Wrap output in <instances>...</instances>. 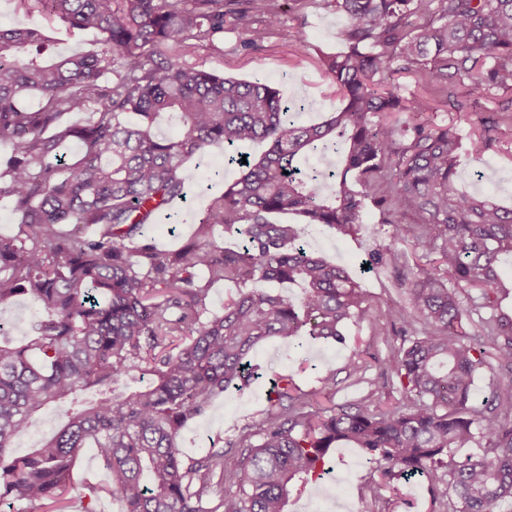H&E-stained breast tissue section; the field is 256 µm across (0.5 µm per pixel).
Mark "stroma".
Segmentation results:
<instances>
[{
  "mask_svg": "<svg viewBox=\"0 0 512 512\" xmlns=\"http://www.w3.org/2000/svg\"><path fill=\"white\" fill-rule=\"evenodd\" d=\"M277 2L283 7V21L255 46H247L246 30H228L218 37L217 49H200L197 57L224 76L239 80L258 76L283 96L305 101V110L295 116L298 123L322 121L341 105L322 58L343 51L336 32L347 20L331 0ZM21 22L41 29L49 37V53L53 56L94 50L100 41L99 35L91 31H71L40 16L22 18L15 12L12 0H0V28L8 29ZM300 33L308 41V51L303 56L295 52V38ZM499 105V100L487 101L464 115L441 103L426 117L436 124L452 122L457 127L461 142L458 184L471 192L491 193L497 202L512 208V124L503 123L496 129L495 148L482 150L477 144L481 118L490 116ZM477 168L493 170L494 183L487 186L476 182L472 172ZM238 175V169L225 166L223 147L212 146L192 157L182 169L187 201L174 207L171 216H158L148 228L149 237L163 247L188 239L196 227L197 214L207 207L211 196ZM304 240L309 250L344 267L362 285L377 312H384L388 304L399 300L391 270L365 274L360 271L367 252L390 242V228L380 223L378 213L367 216L356 238L341 241L329 227L310 225L304 231ZM348 337L345 348L307 339L298 343L280 339L261 343L250 354L252 362L262 369L261 377L216 399L203 416L183 430L181 448L188 455L200 456L210 448L225 446L244 425L255 424L267 404L269 379L274 375L292 377L303 391L309 392L316 406L327 399L318 379L329 372L336 375V403L358 402L374 388L379 390L383 404L401 399L397 379L382 371L383 361L400 345V337L378 335L376 326L369 323L350 326ZM354 351L360 353L364 365L363 373L357 375L348 372L349 356ZM332 465V472L324 479L292 491L288 512H298L317 494L338 485L344 488L350 512H453L454 500L432 495L429 484L421 479L400 491L385 489L380 495H373L371 488L380 479V466L368 463L357 449H336ZM107 482L108 474L93 450L84 449L72 473L69 512H84L89 506L96 512H121L118 499L103 491Z\"/></svg>",
  "mask_w": 512,
  "mask_h": 512,
  "instance_id": "obj_1",
  "label": "stroma"
}]
</instances>
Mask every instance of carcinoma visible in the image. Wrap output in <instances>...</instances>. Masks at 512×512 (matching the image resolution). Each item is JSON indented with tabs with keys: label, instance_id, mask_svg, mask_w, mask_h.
Listing matches in <instances>:
<instances>
[{
	"label": "carcinoma",
	"instance_id": "cac0c4a2",
	"mask_svg": "<svg viewBox=\"0 0 512 512\" xmlns=\"http://www.w3.org/2000/svg\"><path fill=\"white\" fill-rule=\"evenodd\" d=\"M15 11L96 31L98 53L42 59L29 26L0 29V199L18 232L0 235V305L25 296L39 308L23 344L0 330V500L16 512H67L71 475L91 448L109 472L101 491L123 512H286L290 487L325 473L330 450L348 445L383 462L382 485L415 477L442 484L457 512H495L512 502V390L472 396L474 375L496 362L512 374V316L497 266L512 256V208L456 185L453 124L413 122L393 112L429 110L402 91L412 77L457 112L512 95V0H333L347 18L345 50L325 58L344 107L299 126L289 102L256 77H224L196 59L226 28L252 40L280 22L276 0H13ZM37 96V104L29 103ZM169 114L178 137L154 132ZM512 114L482 119L483 148ZM260 141L259 159L241 145ZM82 146L79 159L66 146ZM240 176L198 216L192 238L160 250L145 225L186 198L181 169L213 144ZM331 149L338 165L305 169ZM391 225L392 244L372 251L368 270L392 269L401 301L381 327L400 346L384 361L402 391L389 408L376 391L353 406L313 407L289 379L273 383L255 430L227 441L242 476L211 448L187 457L182 430L252 371L248 357L268 339L346 345L347 323L374 322L366 293L345 268L300 243L302 228L275 214L353 238L368 206ZM236 237L222 246L213 228ZM413 239L408 266L395 243ZM237 294L208 314L210 287ZM288 282L293 300L275 292ZM147 385L120 394L131 372ZM99 400L74 408L78 392ZM54 406L58 430L24 455L13 451L37 416ZM484 445L478 459L446 461L454 448Z\"/></svg>",
	"mask_w": 512,
	"mask_h": 512
}]
</instances>
